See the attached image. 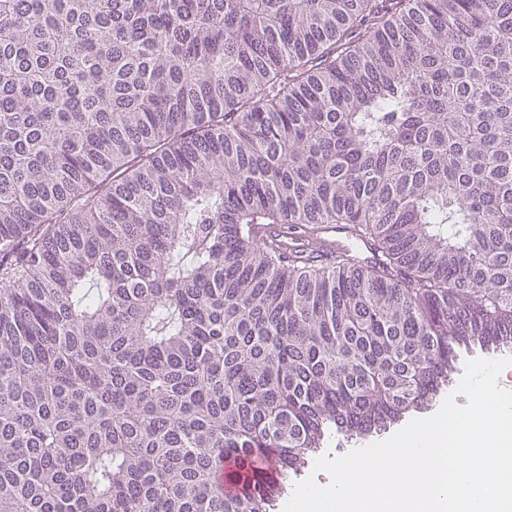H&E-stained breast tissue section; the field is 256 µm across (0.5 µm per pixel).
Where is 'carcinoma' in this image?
<instances>
[{"label": "carcinoma", "instance_id": "1", "mask_svg": "<svg viewBox=\"0 0 512 512\" xmlns=\"http://www.w3.org/2000/svg\"><path fill=\"white\" fill-rule=\"evenodd\" d=\"M476 345L512 0H0V512H272ZM255 231L260 239L279 241V245L286 252H288V249L302 250L311 252L318 257L330 256L343 248H347V242L349 241V237L340 224H324L313 234H308L306 238L291 241L288 240V235L266 224L258 225ZM348 244H351V241Z\"/></svg>", "mask_w": 512, "mask_h": 512}]
</instances>
